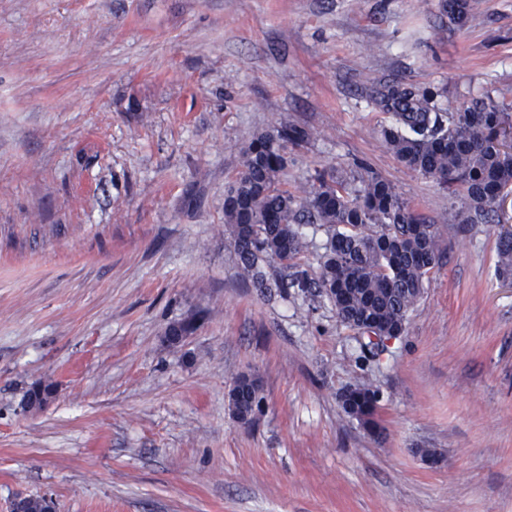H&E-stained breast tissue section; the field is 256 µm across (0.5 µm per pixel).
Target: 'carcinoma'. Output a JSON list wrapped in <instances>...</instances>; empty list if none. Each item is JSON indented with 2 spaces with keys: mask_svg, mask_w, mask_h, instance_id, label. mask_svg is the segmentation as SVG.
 <instances>
[{
  "mask_svg": "<svg viewBox=\"0 0 512 512\" xmlns=\"http://www.w3.org/2000/svg\"><path fill=\"white\" fill-rule=\"evenodd\" d=\"M477 6L475 0H444L443 10L451 23L464 28L475 18ZM374 100L394 118L382 135L396 157L424 176L462 189L460 223L493 221L497 199L512 192V149L502 140L509 114L490 98L447 112L437 106L434 93L418 95L394 84L380 89ZM307 137L301 128L283 127L258 135L244 152V170L224 195V224L232 235L239 276L258 288L271 287L261 264L295 267L307 247L299 225L318 224L327 232L319 275L311 279L297 271L289 287L321 289L339 321L349 327H364L375 336H400L425 281L441 262L444 247L438 228L372 172L354 193L325 172L296 194L281 188L284 148ZM497 254L496 273L512 277V234L498 237ZM51 395V385L36 383L27 401L36 409ZM339 399L348 417L370 431L379 428L376 387L362 383ZM263 403L254 376H240L228 394L229 409L242 423Z\"/></svg>",
  "mask_w": 512,
  "mask_h": 512,
  "instance_id": "cac0c4a2",
  "label": "carcinoma"
}]
</instances>
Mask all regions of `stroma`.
Here are the masks:
<instances>
[{
    "instance_id": "stroma-1",
    "label": "stroma",
    "mask_w": 512,
    "mask_h": 512,
    "mask_svg": "<svg viewBox=\"0 0 512 512\" xmlns=\"http://www.w3.org/2000/svg\"><path fill=\"white\" fill-rule=\"evenodd\" d=\"M386 84L512 113V0L462 29L441 0H0V512H512V196L459 223L461 194L386 145ZM284 126L309 137L283 187L367 168L443 236L376 357L279 266L238 276L224 191ZM367 377L377 433L338 400ZM497 254L496 273L503 278L512 277V234H500L497 241ZM264 397L254 376H240L228 394V406L233 416L242 423L249 422L261 411Z\"/></svg>"
}]
</instances>
